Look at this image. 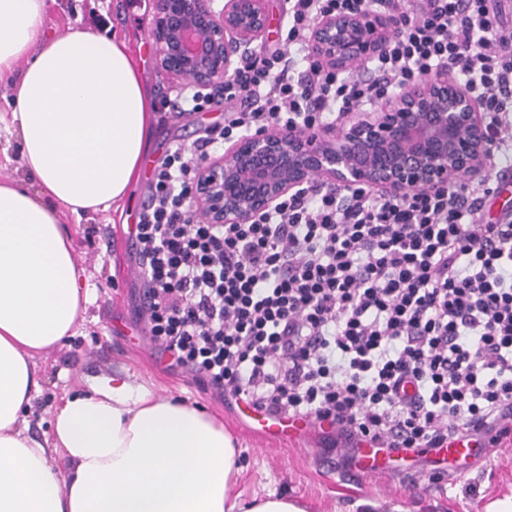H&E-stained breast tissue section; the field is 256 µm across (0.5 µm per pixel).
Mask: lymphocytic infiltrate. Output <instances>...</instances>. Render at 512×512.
Segmentation results:
<instances>
[{
	"mask_svg": "<svg viewBox=\"0 0 512 512\" xmlns=\"http://www.w3.org/2000/svg\"><path fill=\"white\" fill-rule=\"evenodd\" d=\"M372 9L398 28L348 72L314 60L325 14ZM444 70L488 117L489 172L384 197L356 186L209 224L187 193L201 161L246 133L335 125ZM227 113L153 170L129 236L132 309L167 370L227 406L299 418L358 462L362 443L436 450L512 432V221L482 211L512 173V18L500 0H288L281 48L241 61Z\"/></svg>",
	"mask_w": 512,
	"mask_h": 512,
	"instance_id": "f902f5d3",
	"label": "lymphocytic infiltrate"
}]
</instances>
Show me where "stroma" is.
I'll return each instance as SVG.
<instances>
[{
    "label": "stroma",
    "instance_id": "obj_1",
    "mask_svg": "<svg viewBox=\"0 0 512 512\" xmlns=\"http://www.w3.org/2000/svg\"><path fill=\"white\" fill-rule=\"evenodd\" d=\"M153 0H51L47 29L62 33L90 29L125 41L149 84L155 101L174 97L181 84L157 69L150 36ZM224 119L223 106L189 118L156 124L146 160L154 167L173 144L191 145L202 126ZM145 183H137L121 209L75 217L63 212L77 261L85 271L89 302L73 336L34 358L40 391L27 417L30 427L49 422L64 396L88 391L100 377L121 371L152 392L189 403L224 421L236 440L241 470L229 494L241 504L273 492L296 500L306 512H485V505L512 494V448H500L475 460L458 480H433L414 470L411 481L379 475L352 479L344 453L331 446L320 430L309 432L300 447L258 433L239 409L225 408L186 377L167 372L147 342L129 326L128 290L132 278L115 260L114 226L121 215L136 216L146 199Z\"/></svg>",
    "mask_w": 512,
    "mask_h": 512
}]
</instances>
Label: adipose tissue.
Instances as JSON below:
<instances>
[{
    "label": "adipose tissue",
    "instance_id": "ef3b65f1",
    "mask_svg": "<svg viewBox=\"0 0 512 512\" xmlns=\"http://www.w3.org/2000/svg\"><path fill=\"white\" fill-rule=\"evenodd\" d=\"M47 0H0V81L26 188L0 183V512H236L232 435L125 372L66 396L51 430L22 423L36 354L72 335L84 270L59 211L109 210L138 177L155 106L124 43L46 31Z\"/></svg>",
    "mask_w": 512,
    "mask_h": 512
}]
</instances>
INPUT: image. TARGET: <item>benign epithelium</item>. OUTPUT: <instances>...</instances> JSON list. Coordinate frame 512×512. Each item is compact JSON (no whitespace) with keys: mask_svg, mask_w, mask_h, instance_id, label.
<instances>
[{"mask_svg":"<svg viewBox=\"0 0 512 512\" xmlns=\"http://www.w3.org/2000/svg\"><path fill=\"white\" fill-rule=\"evenodd\" d=\"M268 0H154L151 37L159 70L208 88L229 78L250 46L269 33ZM396 19L370 10L326 15L310 50L347 71L383 50ZM489 150L480 103L444 72L388 95L373 111L351 112L339 127L272 130L228 142L199 166L190 209L210 224H249L306 187L363 186L402 196L480 177Z\"/></svg>","mask_w":512,"mask_h":512,"instance_id":"obj_1","label":"benign epithelium"}]
</instances>
